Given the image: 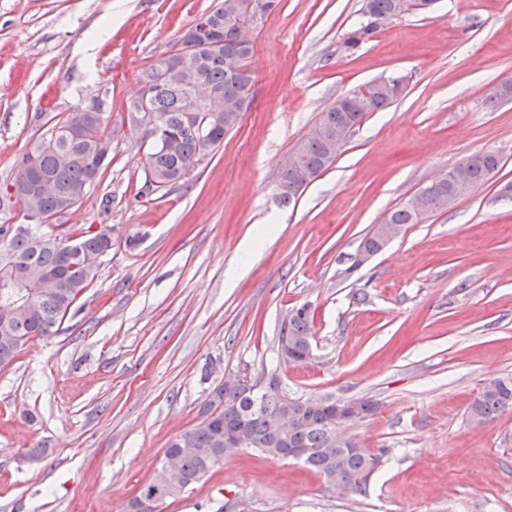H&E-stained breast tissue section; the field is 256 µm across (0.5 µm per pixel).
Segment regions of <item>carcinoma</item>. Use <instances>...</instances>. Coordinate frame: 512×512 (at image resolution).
Listing matches in <instances>:
<instances>
[{"label":"carcinoma","instance_id":"1","mask_svg":"<svg viewBox=\"0 0 512 512\" xmlns=\"http://www.w3.org/2000/svg\"><path fill=\"white\" fill-rule=\"evenodd\" d=\"M241 0H218L211 10L218 32L206 35V47L200 52L196 75L183 72L181 51L177 48L148 65L141 73L142 90L149 93L151 112L138 111L136 101L127 106L128 122L133 130L147 127L156 120L164 128L167 145L154 148L147 157L144 188L159 191L174 187L198 168L199 157L209 154L224 142V136L235 129L242 115L231 122L216 121L200 104L195 93L186 83L195 80L223 99L247 98L253 84L250 59L253 47L243 44L235 24L241 17ZM435 0H363L362 12L386 22L403 14L431 6ZM405 10H400V7ZM166 63L167 79H160V63ZM368 111L380 112L399 98L397 88L379 79L368 87ZM365 113L348 112L333 102L320 116L319 121L297 144L298 158L307 178L296 186L290 175L288 190L278 194L281 204L296 202L298 193L317 179L336 160L338 151L332 149L336 136L350 139L355 127L361 125ZM84 112L73 113L66 119L53 123L39 139L23 153L24 162L29 152L38 157V171L30 172L17 166L15 177L0 186V212L15 207L23 215L35 210L43 215V223L67 212L70 201L98 181L110 164L99 144L109 146L107 123L89 127L85 134L75 139L68 130L82 122ZM501 163L495 151H484L469 156L462 181L471 189L490 180ZM16 191H9V186ZM462 195L449 180H439L420 196L419 207L404 205L392 210L384 223L402 227L421 224L438 212L448 210ZM383 246L379 228H374L360 243L359 248L377 253ZM112 251V232L88 226L79 237L72 240L65 231L56 234L36 233L28 224H0V279L18 272L29 289L28 301L35 309L29 319L23 315L11 316L8 335L19 338L16 343L0 340V366L10 363L21 348L32 338L50 336L57 332L65 316L93 281L100 264V257ZM288 335L292 347L288 349L291 362L309 359L311 321L309 307L303 305L289 318ZM277 409L274 397L263 393L256 395L253 387L240 388L215 386L209 394L202 414L216 416L218 429L229 425L239 430L250 447L272 458L295 448L303 463L324 476L338 472L350 493L366 488L379 463V458L359 445L341 446L336 442V409L313 408L305 404H292L295 424L288 439H273L267 428L265 414ZM512 412V379H496L485 384L469 406V418L486 423ZM194 448L196 452L182 457L179 475L171 474L161 465L156 475L146 483L140 493H157L165 499L181 491L182 482L197 481L224 460V444L207 428H192L171 440L167 452L177 448Z\"/></svg>","mask_w":512,"mask_h":512}]
</instances>
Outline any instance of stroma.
<instances>
[{
    "mask_svg": "<svg viewBox=\"0 0 512 512\" xmlns=\"http://www.w3.org/2000/svg\"><path fill=\"white\" fill-rule=\"evenodd\" d=\"M215 0H0V184L27 148L92 98L112 162L59 216L112 250L53 335L0 367V512H127L169 442L225 375L276 373L293 397L365 398L342 434L380 454L341 496L296 459L254 450L157 512H512V412L470 421L486 382L512 377V0H438L347 47L362 0H279L252 34L251 106L184 183L143 195L149 143L125 105L147 65ZM393 74L336 162L285 208L295 145L337 96ZM499 171L446 212L405 225L359 269L362 238L464 157ZM258 238L242 279L244 241ZM309 304L313 356L279 336ZM39 445L49 453L31 460Z\"/></svg>",
    "mask_w": 512,
    "mask_h": 512,
    "instance_id": "35a3bbf8",
    "label": "stroma"
}]
</instances>
